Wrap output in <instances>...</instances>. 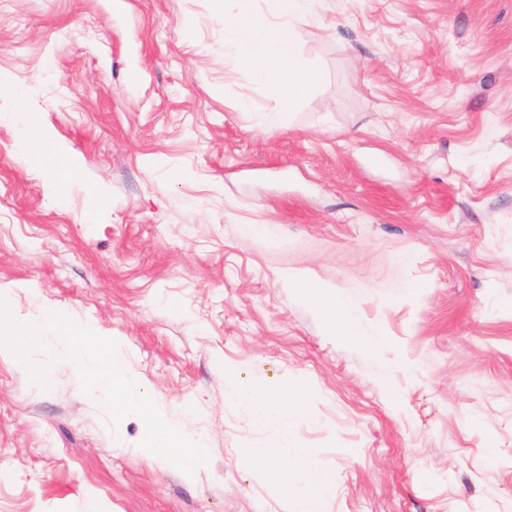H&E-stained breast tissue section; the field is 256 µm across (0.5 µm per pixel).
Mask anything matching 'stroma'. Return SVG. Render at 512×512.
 <instances>
[{
    "mask_svg": "<svg viewBox=\"0 0 512 512\" xmlns=\"http://www.w3.org/2000/svg\"><path fill=\"white\" fill-rule=\"evenodd\" d=\"M294 24L320 79L278 127L219 0H0V112L26 115L0 120V298L116 340L208 453L142 454L51 333L49 386L0 351V512H296L251 459L270 443L334 475L327 512H512V0H313ZM30 124L82 172L61 196ZM228 366L312 419L259 418ZM295 286L304 295L312 298L320 307L324 318L335 327L337 324L344 332V335L361 336L355 327L347 302L339 294L323 291L303 280H297Z\"/></svg>",
    "mask_w": 512,
    "mask_h": 512,
    "instance_id": "35a3bbf8",
    "label": "stroma"
}]
</instances>
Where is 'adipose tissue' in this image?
<instances>
[{
	"instance_id": "1",
	"label": "adipose tissue",
	"mask_w": 512,
	"mask_h": 512,
	"mask_svg": "<svg viewBox=\"0 0 512 512\" xmlns=\"http://www.w3.org/2000/svg\"><path fill=\"white\" fill-rule=\"evenodd\" d=\"M267 12H256L253 0H233L224 14V51L253 68L256 80L265 84L279 99V110L272 112L269 121L283 124L288 110L319 80L318 71L298 51L296 16L303 14L309 0H268ZM304 295L319 306L324 318L338 325L345 335H356L357 329L347 302L330 293L299 280L295 283ZM232 378V391L250 401L263 414L306 419L311 407L305 395L297 390L269 393L254 387L236 384L234 368H225ZM272 474L281 489L300 504V512H326L329 497L336 491L334 480L326 473L294 464L273 468Z\"/></svg>"
}]
</instances>
